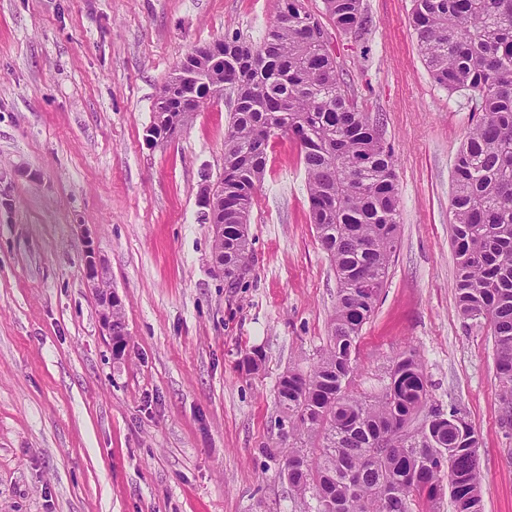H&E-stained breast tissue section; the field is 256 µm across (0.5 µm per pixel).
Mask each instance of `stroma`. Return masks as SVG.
<instances>
[{
  "label": "stroma",
  "instance_id": "1",
  "mask_svg": "<svg viewBox=\"0 0 512 512\" xmlns=\"http://www.w3.org/2000/svg\"><path fill=\"white\" fill-rule=\"evenodd\" d=\"M275 0H0V512H315L280 474L274 386L328 343L336 276L308 219L299 147L274 139L248 225L254 263L226 288L200 220L235 97L174 140L153 107L193 46L261 41ZM363 36L327 27L359 109L394 152L398 249L358 339L354 393L420 355L430 400L479 438L484 512H512L488 327L460 314L453 165L475 117L431 79L413 0H362ZM90 233L124 305L112 353L83 271ZM262 350L259 373L239 366Z\"/></svg>",
  "mask_w": 512,
  "mask_h": 512
}]
</instances>
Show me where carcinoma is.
Segmentation results:
<instances>
[{
	"label": "carcinoma",
	"instance_id": "obj_1",
	"mask_svg": "<svg viewBox=\"0 0 512 512\" xmlns=\"http://www.w3.org/2000/svg\"><path fill=\"white\" fill-rule=\"evenodd\" d=\"M339 30L362 33L361 0H323ZM276 15L257 45L221 39L222 59L196 52L182 67L236 93L224 134V236L213 241L228 288L242 286L252 266L249 214L264 180L273 136L286 134L307 175L310 223L334 270L336 303L329 344L304 373L278 378L274 400L281 436L292 445L280 474L299 494L313 492L317 512H438L443 482L454 512H483L478 440L456 406L429 404L416 354L391 361L379 396L349 390L356 346L370 319L398 243L400 216L392 149L377 121L354 105L323 26L304 0H276ZM411 26L434 82L465 91L477 116L454 164L450 203L456 257L455 297L461 315L489 326L503 408L512 415V0H415ZM170 72L155 130L185 127L207 100H187ZM112 341L124 344V308L112 311ZM436 443L430 462L422 449Z\"/></svg>",
	"mask_w": 512,
	"mask_h": 512
}]
</instances>
